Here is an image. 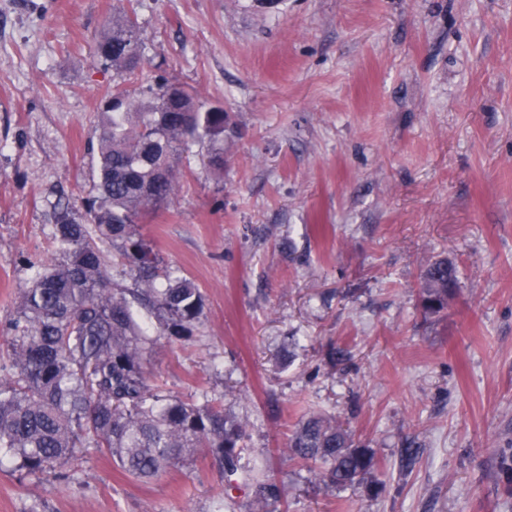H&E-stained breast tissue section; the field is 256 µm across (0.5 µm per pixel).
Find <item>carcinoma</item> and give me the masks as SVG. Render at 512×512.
Returning <instances> with one entry per match:
<instances>
[{
    "instance_id": "carcinoma-1",
    "label": "carcinoma",
    "mask_w": 512,
    "mask_h": 512,
    "mask_svg": "<svg viewBox=\"0 0 512 512\" xmlns=\"http://www.w3.org/2000/svg\"><path fill=\"white\" fill-rule=\"evenodd\" d=\"M143 41L132 13L115 10L94 55L118 74L139 66ZM97 129L99 181L85 201L92 225L63 207L53 233L56 256L32 264L17 316L5 327L11 372L0 377V455L9 453L29 475L68 480L79 453L95 448L140 479L206 448L233 474L245 423L224 409V394L185 401L151 388L143 360L151 339L125 291L112 287L99 247L120 244L135 275L131 295L163 313L169 336H188L202 295L188 277L171 278L137 230L140 218L166 205L176 188L181 155L194 143L224 135V110L197 91L161 77L133 91L119 86L101 100ZM457 284L446 259L423 274L420 305L434 315L448 307ZM291 455L325 486L348 489L373 477L377 459L335 418L312 413L289 440ZM252 501L264 509L284 496L262 466L246 477Z\"/></svg>"
}]
</instances>
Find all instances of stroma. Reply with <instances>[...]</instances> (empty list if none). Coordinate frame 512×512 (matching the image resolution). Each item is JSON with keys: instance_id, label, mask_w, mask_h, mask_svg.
I'll return each instance as SVG.
<instances>
[{"instance_id": "35a3bbf8", "label": "stroma", "mask_w": 512, "mask_h": 512, "mask_svg": "<svg viewBox=\"0 0 512 512\" xmlns=\"http://www.w3.org/2000/svg\"><path fill=\"white\" fill-rule=\"evenodd\" d=\"M134 3L144 54L126 88L174 78L226 115L138 225L203 300L190 336L155 335L149 384L223 393L244 462L285 486L276 512H512V0ZM115 5L0 0V328L55 251L58 208L87 221L98 104L119 81L93 47ZM444 258L457 291L429 315L420 278ZM314 411L374 451L372 484L329 489L290 457ZM74 468L4 462L0 512L250 500L203 449L150 481L92 450Z\"/></svg>"}]
</instances>
